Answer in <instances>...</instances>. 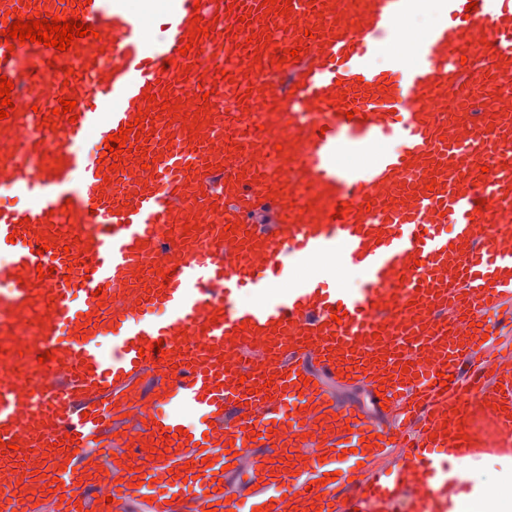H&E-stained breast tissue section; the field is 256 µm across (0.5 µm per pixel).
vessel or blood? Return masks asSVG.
Wrapping results in <instances>:
<instances>
[{"instance_id": "vessel-or-blood-1", "label": "vessel or blood", "mask_w": 512, "mask_h": 512, "mask_svg": "<svg viewBox=\"0 0 512 512\" xmlns=\"http://www.w3.org/2000/svg\"><path fill=\"white\" fill-rule=\"evenodd\" d=\"M424 2L0 0V512H456L512 456V0ZM476 468L481 469L484 476L496 477L498 483L509 476L512 480V458L491 457L478 464Z\"/></svg>"}]
</instances>
